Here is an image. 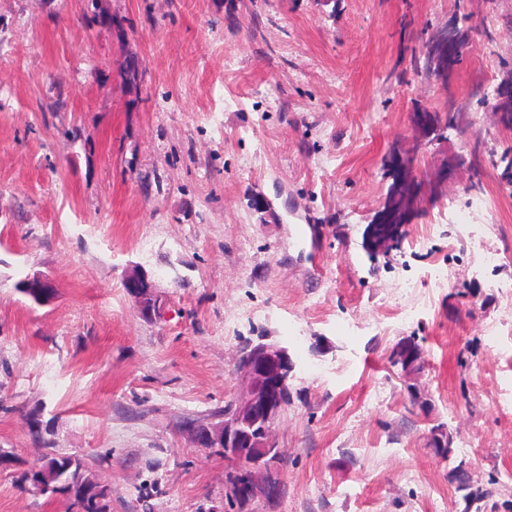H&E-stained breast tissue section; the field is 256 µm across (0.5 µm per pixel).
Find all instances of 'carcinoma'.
Segmentation results:
<instances>
[{
	"mask_svg": "<svg viewBox=\"0 0 512 512\" xmlns=\"http://www.w3.org/2000/svg\"><path fill=\"white\" fill-rule=\"evenodd\" d=\"M420 359L418 346L409 338L400 340L394 347L390 362L406 369ZM458 489L465 492V512H485L493 492L473 483L465 468V461L454 468ZM23 491L42 488V494H60L68 504V512H99L98 505H110V489L83 460L73 454L52 452L46 455L42 469L24 473L18 479Z\"/></svg>",
	"mask_w": 512,
	"mask_h": 512,
	"instance_id": "1",
	"label": "carcinoma"
}]
</instances>
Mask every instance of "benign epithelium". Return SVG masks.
Instances as JSON below:
<instances>
[{
	"label": "benign epithelium",
	"mask_w": 512,
	"mask_h": 512,
	"mask_svg": "<svg viewBox=\"0 0 512 512\" xmlns=\"http://www.w3.org/2000/svg\"><path fill=\"white\" fill-rule=\"evenodd\" d=\"M462 46L455 31L438 35L428 47V73L445 70V58H453ZM24 288H36L37 304L50 300L52 288L38 277L21 281ZM124 288L133 296L142 315L154 312L156 299L152 284L143 275H128ZM294 363L288 348L280 344H265L241 355L237 373L242 381L239 398L224 412V421L205 430V445L216 447L230 463L229 494L233 501L246 503L263 486V494L270 498L277 486V448L272 430L278 420L282 401L288 393Z\"/></svg>",
	"instance_id": "obj_1"
}]
</instances>
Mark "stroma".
Segmentation results:
<instances>
[{
	"mask_svg": "<svg viewBox=\"0 0 512 512\" xmlns=\"http://www.w3.org/2000/svg\"><path fill=\"white\" fill-rule=\"evenodd\" d=\"M462 27L449 71L414 70ZM508 65L512 0H0V512H65L16 486L53 449L112 512H464L462 461L512 512V121L478 104ZM260 342L295 364L281 486L232 506L186 424L222 420ZM488 208V202L485 198L481 196L473 197L468 200L464 209L458 211L455 214V221L457 231L461 237L469 236L473 229L477 226L476 224H471L470 219ZM124 288L137 300L139 311L143 316H149L154 312L156 299L153 296L152 284L144 275H128L124 280ZM420 359V350L411 338L400 340L394 347L390 362L392 365L400 364L402 368L406 369L413 364L417 363Z\"/></svg>",
	"mask_w": 512,
	"mask_h": 512,
	"instance_id": "stroma-1",
	"label": "stroma"
}]
</instances>
